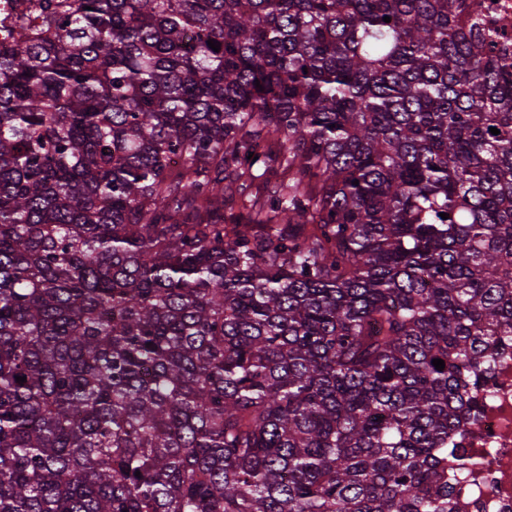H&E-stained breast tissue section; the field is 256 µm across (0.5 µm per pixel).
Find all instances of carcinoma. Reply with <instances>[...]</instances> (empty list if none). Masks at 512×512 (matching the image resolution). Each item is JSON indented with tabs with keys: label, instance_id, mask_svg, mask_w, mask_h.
Wrapping results in <instances>:
<instances>
[{
	"label": "carcinoma",
	"instance_id": "obj_1",
	"mask_svg": "<svg viewBox=\"0 0 512 512\" xmlns=\"http://www.w3.org/2000/svg\"><path fill=\"white\" fill-rule=\"evenodd\" d=\"M38 9L0 50V512H458L512 340L483 0Z\"/></svg>",
	"mask_w": 512,
	"mask_h": 512
}]
</instances>
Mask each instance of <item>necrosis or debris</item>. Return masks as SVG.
Returning a JSON list of instances; mask_svg holds the SVG:
<instances>
[{
  "label": "necrosis or debris",
  "instance_id": "obj_1",
  "mask_svg": "<svg viewBox=\"0 0 512 512\" xmlns=\"http://www.w3.org/2000/svg\"><path fill=\"white\" fill-rule=\"evenodd\" d=\"M37 0H0V43L31 35ZM456 444L472 466L462 488L466 512H512V346L482 391L477 419Z\"/></svg>",
  "mask_w": 512,
  "mask_h": 512
}]
</instances>
